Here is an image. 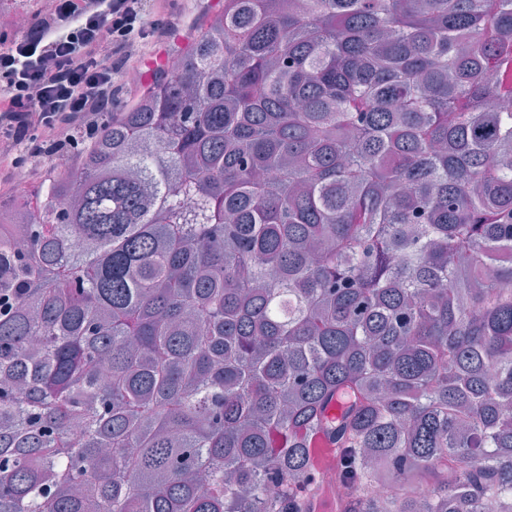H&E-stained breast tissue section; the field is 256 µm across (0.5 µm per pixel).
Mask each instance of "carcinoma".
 I'll return each mask as SVG.
<instances>
[{"instance_id":"cac0c4a2","label":"carcinoma","mask_w":512,"mask_h":512,"mask_svg":"<svg viewBox=\"0 0 512 512\" xmlns=\"http://www.w3.org/2000/svg\"><path fill=\"white\" fill-rule=\"evenodd\" d=\"M179 60L0 200V512H310L321 431L342 512H512V0H224ZM310 459L314 471L321 477L333 467H337L335 448L322 433L315 434L310 441ZM324 478V491L331 498H337L336 474H326Z\"/></svg>"}]
</instances>
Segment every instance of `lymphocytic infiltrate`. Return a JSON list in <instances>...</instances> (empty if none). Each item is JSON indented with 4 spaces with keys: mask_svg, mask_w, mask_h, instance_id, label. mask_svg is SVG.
<instances>
[{
    "mask_svg": "<svg viewBox=\"0 0 512 512\" xmlns=\"http://www.w3.org/2000/svg\"><path fill=\"white\" fill-rule=\"evenodd\" d=\"M166 0H49L28 25L0 33V171L26 138L47 150L76 130L100 133L94 118L112 109V86L139 61V39Z\"/></svg>",
    "mask_w": 512,
    "mask_h": 512,
    "instance_id": "lymphocytic-infiltrate-1",
    "label": "lymphocytic infiltrate"
}]
</instances>
